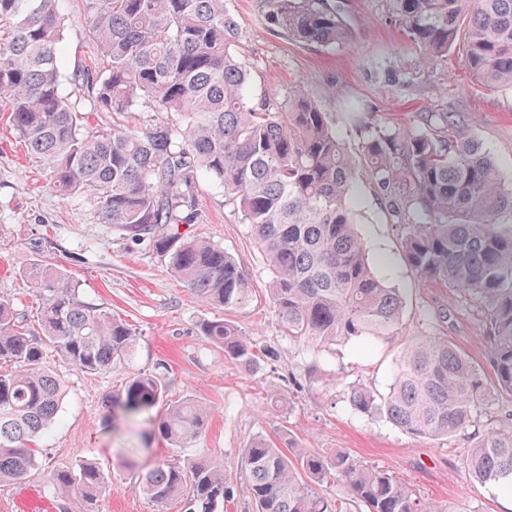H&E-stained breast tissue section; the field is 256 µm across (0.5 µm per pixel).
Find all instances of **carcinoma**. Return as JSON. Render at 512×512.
<instances>
[{
  "label": "carcinoma",
  "mask_w": 512,
  "mask_h": 512,
  "mask_svg": "<svg viewBox=\"0 0 512 512\" xmlns=\"http://www.w3.org/2000/svg\"><path fill=\"white\" fill-rule=\"evenodd\" d=\"M390 2L417 47V69L448 56L461 39L476 78L512 93V0ZM58 3L0 0V97L58 192L91 196L99 223L152 242L202 302L238 310L253 298L242 268L224 248L180 231L198 223L197 183L211 175L262 252L281 336L315 356L338 342H354L365 355L400 336L404 297L377 275L355 230L354 188L364 176L401 229L415 279L480 306L493 376L445 336H412L401 343L387 395L354 387L350 406L407 434L448 439L477 424L490 393L512 402V183L456 115L430 112L416 125H394L353 105L345 117L360 140L354 156L336 136V113L306 86L280 103L253 100L224 0H82L98 62L74 78L90 84L97 111L112 113V126L90 127L60 90ZM260 3L265 24L292 42L334 49L350 41L339 0ZM137 102L178 122L130 130L122 118ZM22 274L42 300L41 333L29 335L0 298V484L39 469L36 443L57 421L65 385L45 365L47 352L100 373L128 361L137 346L135 333L84 302L61 270L27 263ZM201 332L232 361L254 365L267 355L227 321H206ZM162 368L129 377L106 407L126 416L152 409L166 392ZM209 420L203 405L175 402L158 432L173 448H188ZM242 460L253 512H342L343 501L322 491L331 483L366 512H445L343 451L285 450L260 435ZM465 465L474 481L512 493V429L483 430ZM45 480L64 512H97L107 489L88 460ZM137 488L161 505L183 501L184 512H218L232 494L223 462L180 455L142 474Z\"/></svg>",
  "instance_id": "obj_1"
}]
</instances>
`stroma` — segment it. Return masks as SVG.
<instances>
[{
	"label": "stroma",
	"instance_id": "35a3bbf8",
	"mask_svg": "<svg viewBox=\"0 0 512 512\" xmlns=\"http://www.w3.org/2000/svg\"><path fill=\"white\" fill-rule=\"evenodd\" d=\"M240 29L239 55L252 67L255 100L282 101L289 89L307 86L325 111L337 113L336 134L357 151L354 129L341 119L346 102L393 121L415 122L428 112H453L478 136L483 148L512 181V97L476 79L467 69L463 49L449 52L432 68L414 67L416 48L395 25L388 0H341L354 38L331 50L295 44L261 19L259 0H226ZM65 19L61 71L63 94L89 115L90 125L108 126L112 115L91 112V90L71 82L73 72L92 65L97 49L84 21L81 0H59ZM0 101V297L10 300L30 333L40 331L41 299L20 272L24 263H40L73 279L83 301L126 323L138 338L133 356L112 371L86 373L47 354L50 368L64 379L66 391L56 425L42 437L41 468L26 479L0 486V512H15L20 493L37 489L52 497L44 474L85 459L99 462L112 489L98 512H181L177 501L157 506L138 493L140 475L171 453L154 427L169 403L191 400L211 412L206 433L189 456L218 459L233 491L224 512H250L240 480L241 450L262 435L301 448L331 454L342 450L356 460L389 471L425 503L449 512H512V493L496 483H475L464 467L471 440L409 435L379 415L362 416L349 404L352 387L387 393L396 370L398 342H382L371 355H355L349 343L326 354L315 376H306L296 348L282 337L266 288L269 275L260 250L237 209L209 176L197 186L199 223L187 226L224 247L251 280L252 303L233 313L196 299L166 260L148 243L131 240L121 229L99 223L87 196L67 198L52 184L47 165L31 157ZM358 232L379 274L405 295L401 333L432 331L423 312L447 308L438 335L448 337L473 361L485 364L482 316L463 297L445 288L424 287L408 270L401 232L381 211L367 180H359ZM228 318L257 346L269 349L256 366L225 359L223 349L202 335V322ZM165 364V402L146 414L108 424L105 397L133 374ZM286 399L272 409L271 397Z\"/></svg>",
	"mask_w": 512,
	"mask_h": 512
}]
</instances>
